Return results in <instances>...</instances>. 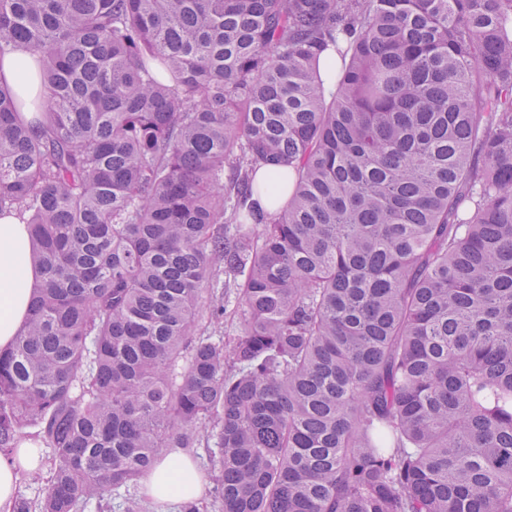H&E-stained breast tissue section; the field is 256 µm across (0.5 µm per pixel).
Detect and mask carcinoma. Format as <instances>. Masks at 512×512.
<instances>
[{
	"instance_id": "cac0c4a2",
	"label": "carcinoma",
	"mask_w": 512,
	"mask_h": 512,
	"mask_svg": "<svg viewBox=\"0 0 512 512\" xmlns=\"http://www.w3.org/2000/svg\"><path fill=\"white\" fill-rule=\"evenodd\" d=\"M15 50L0 455L34 428L50 479L12 512L200 444L215 512H512V0H0ZM0 74L12 85H24L29 92L37 90L36 66L33 58L24 51L4 55L0 60ZM39 275L27 225L14 215L0 216V349L13 343L26 322Z\"/></svg>"
}]
</instances>
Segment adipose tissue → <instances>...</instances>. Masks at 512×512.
Returning <instances> with one entry per match:
<instances>
[{
    "instance_id": "1",
    "label": "adipose tissue",
    "mask_w": 512,
    "mask_h": 512,
    "mask_svg": "<svg viewBox=\"0 0 512 512\" xmlns=\"http://www.w3.org/2000/svg\"><path fill=\"white\" fill-rule=\"evenodd\" d=\"M38 278L27 226L15 216H0V349L13 343L26 322ZM38 453V445L24 439L12 459L0 457V512H9L20 474L37 472ZM140 491L156 512H169L175 501L203 498L206 481L185 449L170 448L142 478Z\"/></svg>"
}]
</instances>
